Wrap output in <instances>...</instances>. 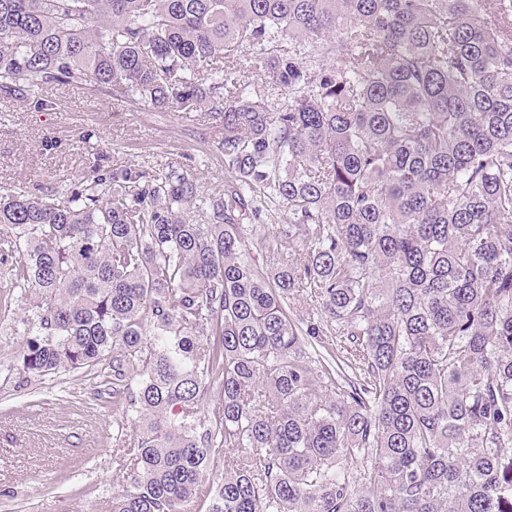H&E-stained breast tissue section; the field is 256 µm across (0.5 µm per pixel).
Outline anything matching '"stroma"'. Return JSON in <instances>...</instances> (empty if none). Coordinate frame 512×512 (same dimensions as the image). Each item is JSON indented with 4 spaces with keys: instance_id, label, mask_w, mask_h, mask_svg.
<instances>
[{
    "instance_id": "35a3bbf8",
    "label": "stroma",
    "mask_w": 512,
    "mask_h": 512,
    "mask_svg": "<svg viewBox=\"0 0 512 512\" xmlns=\"http://www.w3.org/2000/svg\"><path fill=\"white\" fill-rule=\"evenodd\" d=\"M220 137L204 115L157 112L89 85L52 86L40 99L0 94V187L48 196L96 165H173L208 196L224 187ZM30 300L0 264V512H111L136 430L113 407L106 372H22Z\"/></svg>"
}]
</instances>
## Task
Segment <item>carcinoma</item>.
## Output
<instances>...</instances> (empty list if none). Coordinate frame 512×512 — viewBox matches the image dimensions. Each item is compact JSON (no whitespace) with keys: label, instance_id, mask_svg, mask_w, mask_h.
<instances>
[{"label":"carcinoma","instance_id":"carcinoma-1","mask_svg":"<svg viewBox=\"0 0 512 512\" xmlns=\"http://www.w3.org/2000/svg\"><path fill=\"white\" fill-rule=\"evenodd\" d=\"M52 84L223 130L206 200L0 189L22 371L103 366L138 423L112 512H512V0H0V93Z\"/></svg>","mask_w":512,"mask_h":512}]
</instances>
